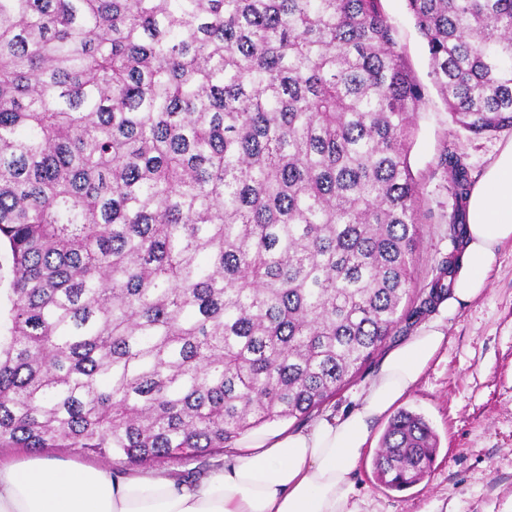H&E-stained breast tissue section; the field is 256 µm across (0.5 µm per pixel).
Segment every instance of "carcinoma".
Wrapping results in <instances>:
<instances>
[{
    "mask_svg": "<svg viewBox=\"0 0 512 512\" xmlns=\"http://www.w3.org/2000/svg\"><path fill=\"white\" fill-rule=\"evenodd\" d=\"M407 4L453 122L512 130V0ZM424 99L381 0H0V447L183 459L319 411L448 295L453 254L415 288ZM438 451L401 409L373 474ZM12 275H11V261L9 259L8 253L2 248L0 250V305L2 312V334H3V321L4 314L8 307L7 296L10 291V283H11Z\"/></svg>",
    "mask_w": 512,
    "mask_h": 512,
    "instance_id": "obj_1",
    "label": "carcinoma"
}]
</instances>
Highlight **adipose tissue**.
<instances>
[{
  "mask_svg": "<svg viewBox=\"0 0 512 512\" xmlns=\"http://www.w3.org/2000/svg\"><path fill=\"white\" fill-rule=\"evenodd\" d=\"M512 241V140L473 186L445 311L485 292L501 246ZM448 338L423 324L392 347L350 410L306 430L243 437L221 466L199 478L134 474L75 461H0V512H360L353 472L372 447V428L408 398Z\"/></svg>",
  "mask_w": 512,
  "mask_h": 512,
  "instance_id": "obj_1",
  "label": "adipose tissue"
}]
</instances>
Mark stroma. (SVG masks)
Instances as JSON below:
<instances>
[{
  "instance_id": "obj_1",
  "label": "stroma",
  "mask_w": 512,
  "mask_h": 512,
  "mask_svg": "<svg viewBox=\"0 0 512 512\" xmlns=\"http://www.w3.org/2000/svg\"><path fill=\"white\" fill-rule=\"evenodd\" d=\"M415 78L426 88L409 160L423 184L416 287L454 249L448 216L452 197L438 166L443 149L465 156L479 178L511 130L477 137L456 125L431 84L429 58L406 0H381ZM448 343L404 408L429 420L440 452L429 480L402 492L380 485L364 456L354 472L366 512H512V242L500 250L486 293L444 320Z\"/></svg>"
}]
</instances>
